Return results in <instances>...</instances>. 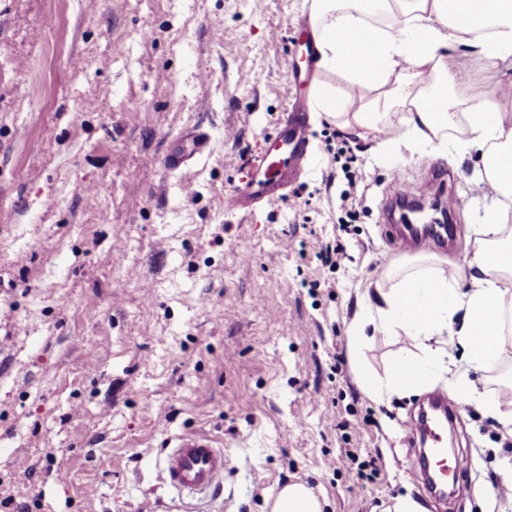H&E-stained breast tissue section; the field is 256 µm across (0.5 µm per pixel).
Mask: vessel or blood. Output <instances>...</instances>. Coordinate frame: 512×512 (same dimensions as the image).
Listing matches in <instances>:
<instances>
[{
    "label": "vessel or blood",
    "mask_w": 512,
    "mask_h": 512,
    "mask_svg": "<svg viewBox=\"0 0 512 512\" xmlns=\"http://www.w3.org/2000/svg\"><path fill=\"white\" fill-rule=\"evenodd\" d=\"M307 135L306 113L302 107H295L287 113L275 141L276 147L288 151L287 168L273 165L269 155L259 156L252 165L249 179L235 193L227 196L226 204L233 209H242L248 199L257 197L273 202L280 198L282 190L301 168L309 163L305 143ZM444 224H420L412 235L395 238L396 249L414 251L423 238H440L447 234ZM432 417L422 419L418 427L430 440L432 447H440L445 421L451 412L460 410L461 401L448 400L446 395L431 396ZM420 469L427 471L429 482L438 494L448 489V472L441 461L422 457ZM225 455L220 443L205 432H183L175 435L163 451L160 472L163 483L179 499L215 502L224 493Z\"/></svg>",
    "instance_id": "obj_1"
}]
</instances>
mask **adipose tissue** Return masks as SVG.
Segmentation results:
<instances>
[{
    "mask_svg": "<svg viewBox=\"0 0 512 512\" xmlns=\"http://www.w3.org/2000/svg\"><path fill=\"white\" fill-rule=\"evenodd\" d=\"M317 66L328 79L315 98L325 119L362 134L380 131L390 116L403 128L398 145L452 142L475 155L498 206L475 231L467 272L449 273L442 261L416 257L402 266L391 288L377 287L376 314L354 321L352 347H361L368 330L405 332L418 354L393 360L386 380L362 374V386L375 399L428 385L430 370L444 336L455 338L470 364L490 369L512 351V224L504 208L512 204V111L496 99L478 101L454 90V76L466 72L465 61L449 62V52L463 44L469 55L512 60V0H312ZM390 16L376 24L372 15ZM367 35L363 59L351 57V44ZM370 99L348 111L353 90ZM468 280L461 291L460 280ZM423 317H413V310ZM486 322V340L477 325ZM411 366L402 380L398 371ZM270 512H323L312 488L302 482L282 486Z\"/></svg>",
    "mask_w": 512,
    "mask_h": 512,
    "instance_id": "obj_1",
    "label": "adipose tissue"
}]
</instances>
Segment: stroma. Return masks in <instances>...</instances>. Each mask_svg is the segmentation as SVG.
Segmentation results:
<instances>
[{
    "mask_svg": "<svg viewBox=\"0 0 512 512\" xmlns=\"http://www.w3.org/2000/svg\"><path fill=\"white\" fill-rule=\"evenodd\" d=\"M311 0H0V512H181L159 472L166 440L199 430L227 456L215 512H267L308 482L326 512H512V425L482 406L448 429L461 496L411 477L406 423L421 393L377 401L416 350L406 333L350 327L400 262L384 219L395 194L451 210L464 265L494 202L452 143L376 153L381 138L319 118L324 76L302 59ZM465 94L512 109V65L471 59ZM310 163L285 196L226 208L295 102ZM210 137L182 178L164 157ZM362 160L353 213L326 139ZM403 185H396L395 177ZM340 245L336 267L318 253ZM467 377L512 393V353L489 370L444 345L431 387Z\"/></svg>",
    "mask_w": 512,
    "mask_h": 512,
    "instance_id": "35a3bbf8",
    "label": "stroma"
}]
</instances>
